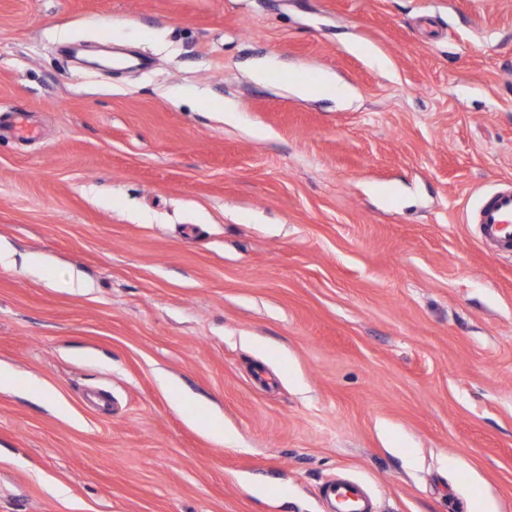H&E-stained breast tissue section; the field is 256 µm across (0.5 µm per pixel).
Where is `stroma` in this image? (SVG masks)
Listing matches in <instances>:
<instances>
[{"mask_svg":"<svg viewBox=\"0 0 512 512\" xmlns=\"http://www.w3.org/2000/svg\"><path fill=\"white\" fill-rule=\"evenodd\" d=\"M509 181L512 0H0V512H512ZM486 239L495 242L505 251H512V188H498L483 198L479 210ZM351 488L352 507L344 509L340 507V498L343 486L336 483H326L322 488V494L330 507L328 512H372L366 494L359 485H348Z\"/></svg>","mask_w":512,"mask_h":512,"instance_id":"obj_1","label":"stroma"}]
</instances>
